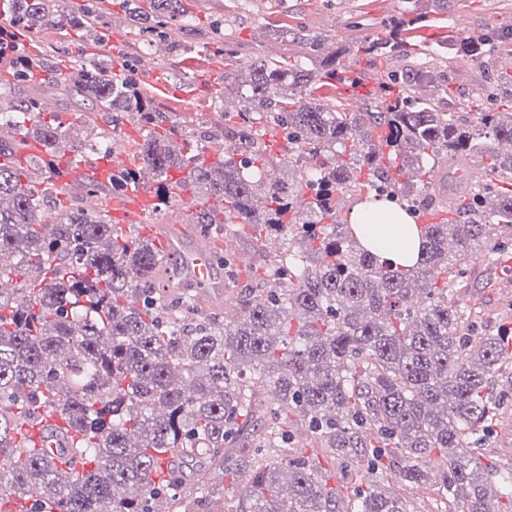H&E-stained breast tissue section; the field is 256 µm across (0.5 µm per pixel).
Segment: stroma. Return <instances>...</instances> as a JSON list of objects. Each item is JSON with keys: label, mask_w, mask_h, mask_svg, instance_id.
Masks as SVG:
<instances>
[{"label": "stroma", "mask_w": 512, "mask_h": 512, "mask_svg": "<svg viewBox=\"0 0 512 512\" xmlns=\"http://www.w3.org/2000/svg\"><path fill=\"white\" fill-rule=\"evenodd\" d=\"M183 4L198 24L195 34L173 32L160 46L141 35L133 48H126L128 21L114 5L102 14L95 40L82 44L73 34L58 38L56 56L65 71L78 52L96 55V40L107 41L130 77L155 87L156 102L177 121V142L186 152L214 118L218 96L204 89V82L221 77L240 84L248 76L249 61L257 55L282 56L291 64L309 57L307 46L281 43L274 38V30L321 33L327 35L331 48L357 45L389 37L392 22L404 10L403 0H183ZM461 27L510 37L512 8L505 0H450L447 11L434 15L432 27L423 34L432 42ZM219 38L225 41V55L233 59L230 66L219 65L208 56V43ZM430 67L433 80L425 95L441 111L455 112L473 123L481 110L512 108V69L504 70L497 57H482L462 66L436 59ZM250 235L244 224L230 225L224 232L223 256L232 267L231 275L224 278L225 294L243 285L256 286L263 274L262 257L251 249ZM244 257L249 258V267H240ZM470 268L474 274L471 293L484 312L483 332L512 329V246L506 247L503 257L471 261Z\"/></svg>", "instance_id": "stroma-1"}]
</instances>
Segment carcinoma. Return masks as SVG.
I'll list each match as a JSON object with an SVG mask.
<instances>
[{"mask_svg":"<svg viewBox=\"0 0 512 512\" xmlns=\"http://www.w3.org/2000/svg\"><path fill=\"white\" fill-rule=\"evenodd\" d=\"M107 0H5V60L15 80L55 66L42 29L87 35ZM126 0L124 13L140 33L190 31L182 0ZM448 0H406L413 19L387 39L362 46L366 56L403 55L402 33L430 26L429 14ZM315 56L309 65L264 56L249 65L248 89L237 112H219L224 140L186 155L178 134L157 109L155 88L132 81L113 60L78 59L45 86L88 102L82 138L71 137L62 113L45 112L36 95L0 93V512L13 498L42 512H406L380 478L411 486L435 480L443 512H512V471L484 462L498 412L512 404V335L484 336L464 302L468 262L504 247L512 236V113L489 108L469 125L441 112L423 94L431 71L375 79L386 91L375 109L349 112L343 100L316 92L340 73L357 88L364 73L342 63L350 47L320 55L323 34H297ZM448 59L512 57V42L463 31L444 39ZM128 116L139 136L128 138L129 162L105 186L90 178L37 181L11 160L30 140L46 154L72 153L88 139L107 153L97 113ZM282 131L281 155L261 140ZM304 158L311 170L295 185L275 175ZM478 159L489 182L453 191L457 217L419 225L416 263L395 267L354 236L336 211L361 197L386 200L413 215L434 169ZM156 173L163 206L190 193L193 223L216 238L235 219L251 226L262 254L260 285L236 300L238 317L220 320L187 294L165 296L167 262L149 240L107 221L112 202ZM76 201L71 207L61 197ZM91 205H85V202ZM271 237L283 248L266 250ZM57 410L82 434L78 452L88 472L59 470L26 440L22 421ZM302 422L328 452L345 496L315 458L291 446ZM168 475L154 482L161 455ZM440 456L436 477L429 464ZM234 479L249 469L250 485L231 497L205 484L181 495L179 463ZM498 485L492 496L489 488Z\"/></svg>","mask_w":512,"mask_h":512,"instance_id":"obj_1","label":"carcinoma"}]
</instances>
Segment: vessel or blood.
<instances>
[{
    "label": "vessel or blood",
    "mask_w": 512,
    "mask_h": 512,
    "mask_svg": "<svg viewBox=\"0 0 512 512\" xmlns=\"http://www.w3.org/2000/svg\"><path fill=\"white\" fill-rule=\"evenodd\" d=\"M124 209L114 211L112 222L118 227L140 223V235L150 240L163 255L165 261L178 271L177 278L166 283L169 291L190 282L199 290L203 303L221 308L225 315H232L233 307L224 303V278L216 269L217 244L211 238L196 233L190 223L196 209L188 201H180L173 207L163 224L152 223L153 207L157 198L147 179H140L136 188L128 190ZM21 431L35 448L56 449L75 446L80 436L70 430L59 413L46 414L34 424H22Z\"/></svg>",
    "instance_id": "vessel-or-blood-1"
}]
</instances>
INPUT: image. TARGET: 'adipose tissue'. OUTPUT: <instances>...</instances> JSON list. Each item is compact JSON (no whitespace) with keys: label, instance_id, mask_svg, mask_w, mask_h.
Segmentation results:
<instances>
[{"label":"adipose tissue","instance_id":"ef3b65f1","mask_svg":"<svg viewBox=\"0 0 512 512\" xmlns=\"http://www.w3.org/2000/svg\"><path fill=\"white\" fill-rule=\"evenodd\" d=\"M348 222L359 241L381 257L405 266L416 262L420 234L412 218L398 205L356 204L349 212Z\"/></svg>","mask_w":512,"mask_h":512}]
</instances>
